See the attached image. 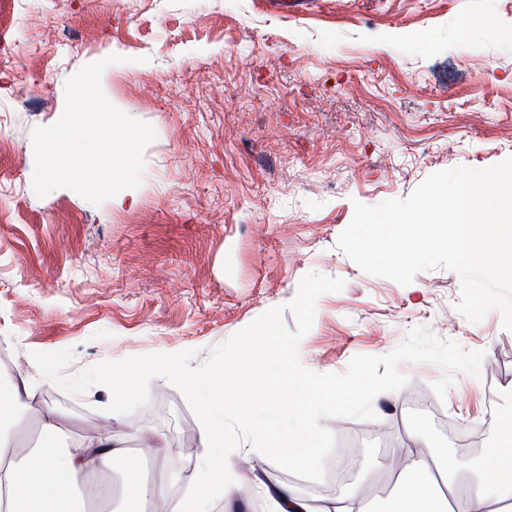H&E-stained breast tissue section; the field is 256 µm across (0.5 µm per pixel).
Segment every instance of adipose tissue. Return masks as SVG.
I'll return each instance as SVG.
<instances>
[{"label":"adipose tissue","mask_w":512,"mask_h":512,"mask_svg":"<svg viewBox=\"0 0 512 512\" xmlns=\"http://www.w3.org/2000/svg\"><path fill=\"white\" fill-rule=\"evenodd\" d=\"M36 394L29 380L0 389V512H87L86 504L100 500L96 484L84 483L90 473L124 476L121 512H144L146 502L167 501L169 493L148 487L140 459L152 456L157 445L130 454L106 433L94 447L72 449L51 414L36 422L37 436L22 434L26 410ZM407 464L397 477V489L386 497L366 498L362 488L349 490L336 502L316 508L294 488L275 489L278 512H512V426L497 428L495 437L473 470L475 477L460 483L465 465L447 449L424 455L402 451Z\"/></svg>","instance_id":"obj_1"}]
</instances>
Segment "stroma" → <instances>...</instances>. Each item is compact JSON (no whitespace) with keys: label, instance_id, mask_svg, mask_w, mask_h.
Instances as JSON below:
<instances>
[{"label":"stroma","instance_id":"obj_1","mask_svg":"<svg viewBox=\"0 0 512 512\" xmlns=\"http://www.w3.org/2000/svg\"><path fill=\"white\" fill-rule=\"evenodd\" d=\"M493 29L460 35L463 18ZM0 30L19 60L0 61V383L36 385L29 413L53 408L69 443L111 422L131 450H161L144 477L186 495L205 454L202 425L166 379L149 402L108 420L109 390L80 395L43 378L32 355L72 349L68 373L104 360L212 347L289 303L311 272L342 279L317 302L299 358L344 372L358 354L384 355L416 327L483 352L480 377L403 363L375 419L326 417L339 448L357 443L354 482L414 445L468 458L461 436L491 443L512 424V331L499 311L473 323L446 268L406 286L367 275L338 245L355 203L409 197L431 174L512 157V0H308L296 13L268 0H0ZM108 99L152 125L135 205H93L69 189L33 191L32 131L54 124L65 83L87 64ZM239 493L212 512H274L275 487L330 502L341 487L298 478L240 438L228 458Z\"/></svg>","mask_w":512,"mask_h":512}]
</instances>
